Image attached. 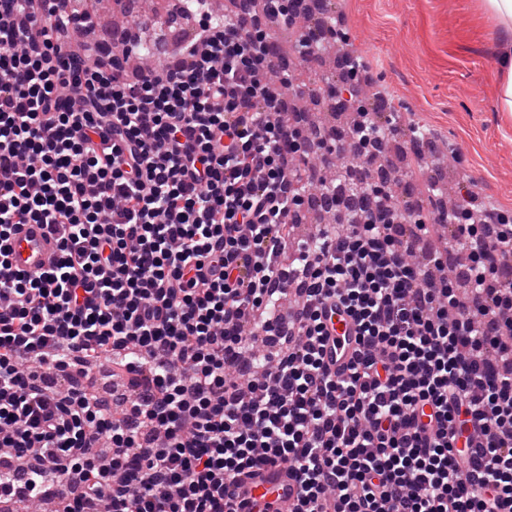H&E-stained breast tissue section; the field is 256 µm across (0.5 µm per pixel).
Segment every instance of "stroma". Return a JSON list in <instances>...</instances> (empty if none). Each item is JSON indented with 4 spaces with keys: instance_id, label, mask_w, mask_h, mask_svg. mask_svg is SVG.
Listing matches in <instances>:
<instances>
[{
    "instance_id": "stroma-1",
    "label": "stroma",
    "mask_w": 512,
    "mask_h": 512,
    "mask_svg": "<svg viewBox=\"0 0 512 512\" xmlns=\"http://www.w3.org/2000/svg\"><path fill=\"white\" fill-rule=\"evenodd\" d=\"M346 50L358 53L406 125L430 128L459 150L453 169L512 214V116L497 102L500 34L479 0H340ZM400 174L422 218L433 204L426 163L401 150Z\"/></svg>"
}]
</instances>
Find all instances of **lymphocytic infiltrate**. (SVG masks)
I'll return each mask as SVG.
<instances>
[{"label":"lymphocytic infiltrate","instance_id":"obj_1","mask_svg":"<svg viewBox=\"0 0 512 512\" xmlns=\"http://www.w3.org/2000/svg\"><path fill=\"white\" fill-rule=\"evenodd\" d=\"M59 2L0 0V507L238 512L244 478L284 465L291 512H512V220L431 183L456 250L417 262L428 228L393 205L362 61L340 59L347 136L287 115L305 91L267 28L302 0H194L193 38L136 69L130 39L76 51L93 24ZM333 159L371 175L329 187ZM344 197L347 223L283 261L305 206ZM20 224L55 238L49 271H11ZM331 298L358 328L334 373ZM105 351L117 388L150 380L116 414Z\"/></svg>","mask_w":512,"mask_h":512}]
</instances>
